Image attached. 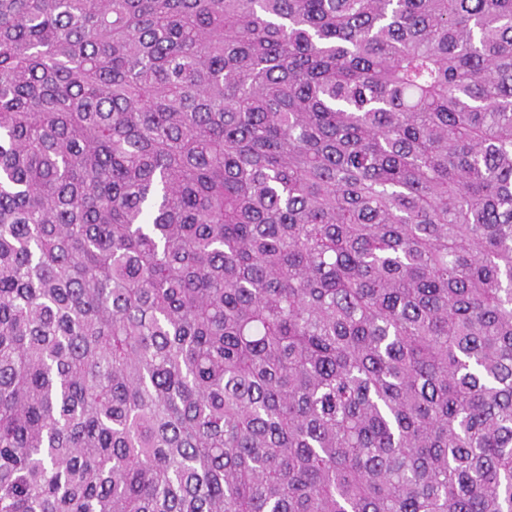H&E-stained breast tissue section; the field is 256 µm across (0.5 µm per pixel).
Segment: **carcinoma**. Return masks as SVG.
Returning <instances> with one entry per match:
<instances>
[{"instance_id": "1", "label": "carcinoma", "mask_w": 512, "mask_h": 512, "mask_svg": "<svg viewBox=\"0 0 512 512\" xmlns=\"http://www.w3.org/2000/svg\"><path fill=\"white\" fill-rule=\"evenodd\" d=\"M0 512H512V0H0Z\"/></svg>"}]
</instances>
